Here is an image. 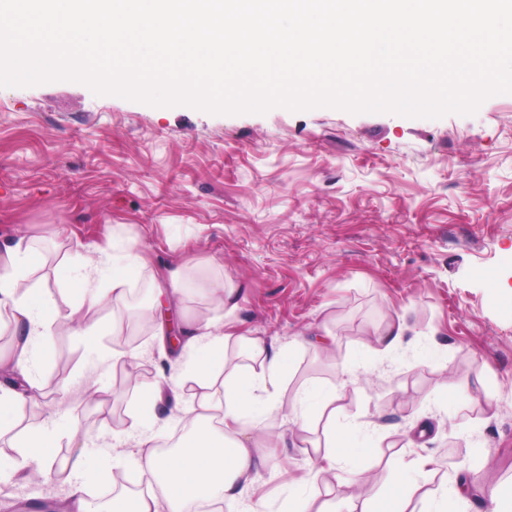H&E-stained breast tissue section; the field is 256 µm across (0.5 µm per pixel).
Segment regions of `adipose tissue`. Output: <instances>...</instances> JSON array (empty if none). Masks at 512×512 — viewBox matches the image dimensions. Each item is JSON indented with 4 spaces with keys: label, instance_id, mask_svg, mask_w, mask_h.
<instances>
[{
    "label": "adipose tissue",
    "instance_id": "obj_1",
    "mask_svg": "<svg viewBox=\"0 0 512 512\" xmlns=\"http://www.w3.org/2000/svg\"><path fill=\"white\" fill-rule=\"evenodd\" d=\"M40 260V255L21 240L0 247V314L7 315L16 335L11 369L20 375L10 385H0V416L8 415L13 421L22 419L35 402L39 386L32 371L40 339L52 325L81 324L86 336H95L99 326L96 307L106 300L112 305L113 335H131L144 325L164 350L168 347L169 309L180 305L185 293L183 266L168 265L152 283L157 292L154 302L134 315H126L132 274L146 266L137 239L130 237L121 245L95 246L81 255L85 276L76 300L63 312L50 290L31 280ZM200 288L212 306V316L180 323L174 371L161 376L141 399V409L152 424L161 421L158 404L168 402L172 405L171 418L188 421L191 427L177 448L165 449L143 430L141 422L131 423L130 435L156 488L145 495L130 493L113 498V512H188L189 505L199 500L217 506L244 501L248 512H262L261 503L247 500L259 467L248 442L256 432L258 414L271 415L285 407L295 415L301 432L312 433L321 426L327 437L325 445L311 441L303 446V453L316 461L317 468L309 480L298 484V495L289 499L288 512H325L316 506L313 490L326 476L342 482L345 512H356L358 506L367 504L378 505V512H405L401 495L406 479L425 471L430 458L394 461V483L387 503L360 481L343 480L349 461L357 455L350 441L358 427L337 424L340 392L304 386L291 398H284L287 349L268 351L260 338L236 331V288L220 279L204 281ZM232 341L239 346L235 358L226 355ZM191 382L199 391L190 395L191 401L185 405L181 398ZM14 441L22 455L36 464L39 474H50L53 440L47 427L22 429Z\"/></svg>",
    "mask_w": 512,
    "mask_h": 512
}]
</instances>
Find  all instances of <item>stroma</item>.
Returning <instances> with one entry per match:
<instances>
[{"instance_id": "1", "label": "stroma", "mask_w": 512, "mask_h": 512, "mask_svg": "<svg viewBox=\"0 0 512 512\" xmlns=\"http://www.w3.org/2000/svg\"><path fill=\"white\" fill-rule=\"evenodd\" d=\"M0 236L43 254L31 279L54 289L62 309L68 293L55 290V270L79 285V252L134 237L149 268L131 307L151 296L152 274L183 264V315L208 313L198 284L220 275L239 290L240 333L278 349L326 326L334 358L296 349L285 392L338 386L336 364L355 362L343 419L380 442L357 456L354 477L385 494L391 459H434L404 493L408 512H424L459 472L512 488V94L429 119L334 107L212 113L71 81L0 87ZM400 315L403 344L358 361L363 343ZM98 317L94 343L69 329L45 338L38 404L21 420L50 426L57 457L76 438L88 448L92 500L121 480L141 485L125 430L141 392L169 368L144 337L139 387L129 388L121 363L108 361L111 307ZM428 345L436 359L420 357ZM269 421L281 434L256 440L268 464L255 496L266 512H286L314 465L289 412ZM50 481L57 512H67L65 472L30 482L5 475L0 492L37 504Z\"/></svg>"}]
</instances>
